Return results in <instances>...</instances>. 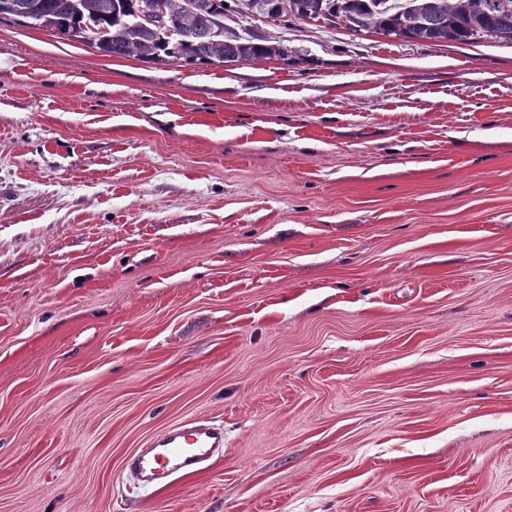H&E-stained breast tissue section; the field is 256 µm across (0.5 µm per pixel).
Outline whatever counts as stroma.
Listing matches in <instances>:
<instances>
[{
	"mask_svg": "<svg viewBox=\"0 0 512 512\" xmlns=\"http://www.w3.org/2000/svg\"><path fill=\"white\" fill-rule=\"evenodd\" d=\"M235 25L287 59L0 21V512H512V45ZM223 451L224 425L198 417L158 432L147 448L131 454L125 466L138 486L159 491L205 472Z\"/></svg>",
	"mask_w": 512,
	"mask_h": 512,
	"instance_id": "35a3bbf8",
	"label": "stroma"
}]
</instances>
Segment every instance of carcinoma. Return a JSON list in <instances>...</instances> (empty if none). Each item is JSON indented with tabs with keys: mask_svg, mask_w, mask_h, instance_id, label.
Returning a JSON list of instances; mask_svg holds the SVG:
<instances>
[{
	"mask_svg": "<svg viewBox=\"0 0 512 512\" xmlns=\"http://www.w3.org/2000/svg\"><path fill=\"white\" fill-rule=\"evenodd\" d=\"M267 0H0V20L45 28L110 56L149 63L234 65L288 56L283 45L224 36V15ZM283 22L329 14L348 30L415 42L512 43V0H286Z\"/></svg>",
	"mask_w": 512,
	"mask_h": 512,
	"instance_id": "1",
	"label": "carcinoma"
}]
</instances>
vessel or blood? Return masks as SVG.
I'll use <instances>...</instances> for the list:
<instances>
[{
    "label": "vessel or blood",
    "instance_id": "obj_1",
    "mask_svg": "<svg viewBox=\"0 0 512 512\" xmlns=\"http://www.w3.org/2000/svg\"><path fill=\"white\" fill-rule=\"evenodd\" d=\"M224 451V427L206 417L173 424L136 449L126 468L138 486L159 491L208 470Z\"/></svg>",
    "mask_w": 512,
    "mask_h": 512
}]
</instances>
